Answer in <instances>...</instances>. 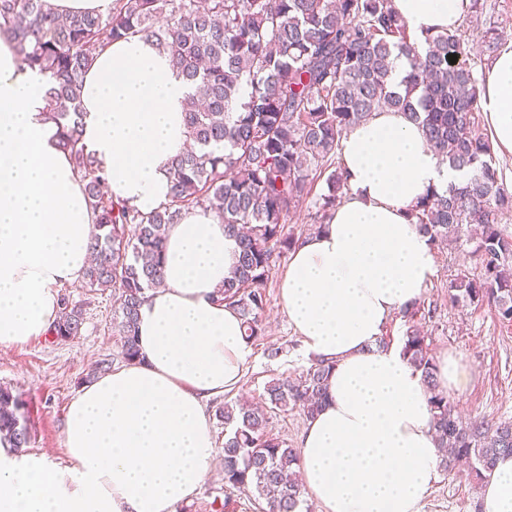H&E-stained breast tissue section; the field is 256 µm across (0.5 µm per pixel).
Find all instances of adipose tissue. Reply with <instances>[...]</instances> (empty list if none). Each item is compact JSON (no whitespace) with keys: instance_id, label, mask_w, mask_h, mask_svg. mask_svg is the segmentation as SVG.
I'll return each instance as SVG.
<instances>
[{"instance_id":"1","label":"adipose tissue","mask_w":512,"mask_h":512,"mask_svg":"<svg viewBox=\"0 0 512 512\" xmlns=\"http://www.w3.org/2000/svg\"><path fill=\"white\" fill-rule=\"evenodd\" d=\"M426 50L458 28L471 0H393ZM49 76L21 66L0 35V349L48 334L58 288L83 277L94 215L58 129L46 120ZM480 107L495 151L512 155V40L484 73ZM192 87L155 41L118 39L84 76L83 141L114 200L148 214L171 199L169 167L189 142ZM343 198L292 251L280 301L302 346L333 362L326 397L298 447L299 481L319 512H418L441 452L428 390L386 323L419 301L431 252L411 210L460 182L420 127L372 113L341 141ZM237 243L210 210L169 225L164 283L139 311L142 361L83 385L66 412L65 467L0 449V512H177L219 464L206 402L236 390L251 348L216 294ZM482 512H512V455L481 491Z\"/></svg>"}]
</instances>
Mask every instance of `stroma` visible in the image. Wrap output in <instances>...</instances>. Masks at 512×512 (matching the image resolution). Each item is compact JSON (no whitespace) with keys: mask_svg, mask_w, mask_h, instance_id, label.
<instances>
[{"mask_svg":"<svg viewBox=\"0 0 512 512\" xmlns=\"http://www.w3.org/2000/svg\"><path fill=\"white\" fill-rule=\"evenodd\" d=\"M497 23L502 40L512 39V0H484L482 14H468L460 32L473 37L490 23ZM288 257H281L267 286L268 301L263 320L266 336L253 346L238 392L232 400L247 397L260 400L265 382L278 376L295 377L311 365L308 354L292 328L279 301V281L288 269ZM475 268V258L457 250H443L433 256V273L423 298L434 308L427 319L433 355L454 351L462 356L468 379L464 392L452 402L468 419L512 420V325L502 324L485 307L452 304L448 294L451 274L460 267ZM60 295L80 303L84 313L81 336L70 341L41 337L26 344L0 350V384H8L25 401L30 415V452L46 453L57 466L65 465L64 424L71 397L104 358L119 355L120 338L112 332V293L86 291L80 283L60 288ZM279 349L277 358H267L266 348ZM227 496L225 512H258L256 504L239 492H225L221 477L207 479L185 512H211L214 498ZM481 488L457 472L439 475L423 499L419 512H482Z\"/></svg>","mask_w":512,"mask_h":512,"instance_id":"obj_1","label":"stroma"}]
</instances>
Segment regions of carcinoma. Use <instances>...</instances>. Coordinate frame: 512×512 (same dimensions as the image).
Returning a JSON list of instances; mask_svg holds the SVG:
<instances>
[{"label":"carcinoma","mask_w":512,"mask_h":512,"mask_svg":"<svg viewBox=\"0 0 512 512\" xmlns=\"http://www.w3.org/2000/svg\"><path fill=\"white\" fill-rule=\"evenodd\" d=\"M0 33L13 40L21 65L50 76L48 118L96 214L84 287L112 289L123 362L140 358L137 320L147 290L164 278L166 226L189 208L214 210L238 242V261L220 297L241 317L248 343L264 340L267 283L279 256L302 239L285 231L289 214L321 176L326 192L315 201L317 215L329 214L346 188L335 164L344 134L383 110L407 115L466 174L428 193L411 213L432 249L468 246L478 260L479 271L459 268L452 275V302L486 306L501 323H512V235L501 227L512 213V191L479 127L482 80L465 60L470 48L459 30L427 37L421 54L392 0H115L106 17L80 13L65 21L51 0H0ZM134 37L154 40L192 86L185 124L199 146L172 159L171 201L148 214L102 190L105 173L86 151L80 121L93 54ZM479 40L491 55L501 35L489 27ZM396 55L406 57L409 69L394 85ZM83 321L81 306L63 299L51 336L73 339ZM400 342L431 394V425L446 448L442 468L463 464L466 478L481 483L499 456L512 454V420L463 421L439 388L428 336L409 328ZM332 368L315 359L297 378L267 381L261 403L226 401L217 409L224 486L264 502V512H310L295 477L297 449L266 426L274 410L312 418ZM31 440L24 400L0 384V446L20 452Z\"/></svg>","instance_id":"1"}]
</instances>
